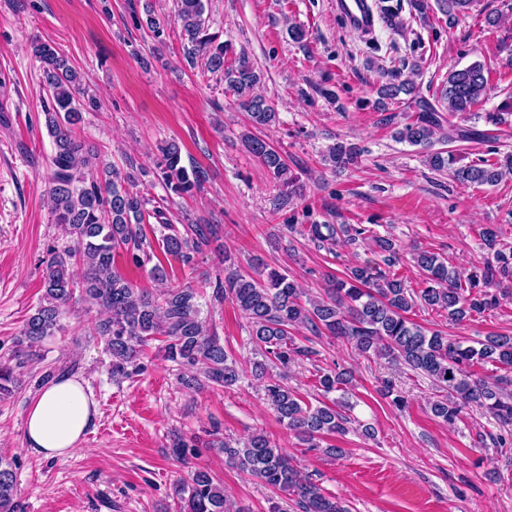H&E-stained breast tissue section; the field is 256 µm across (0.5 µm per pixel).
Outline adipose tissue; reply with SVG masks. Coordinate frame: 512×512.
I'll return each instance as SVG.
<instances>
[{
  "label": "adipose tissue",
  "mask_w": 512,
  "mask_h": 512,
  "mask_svg": "<svg viewBox=\"0 0 512 512\" xmlns=\"http://www.w3.org/2000/svg\"><path fill=\"white\" fill-rule=\"evenodd\" d=\"M98 415L95 401L81 381L64 375L44 386L24 418L27 451L46 460L70 457L81 445Z\"/></svg>",
  "instance_id": "ef3b65f1"
}]
</instances>
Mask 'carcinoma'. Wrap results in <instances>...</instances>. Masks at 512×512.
<instances>
[{
    "label": "carcinoma",
    "mask_w": 512,
    "mask_h": 512,
    "mask_svg": "<svg viewBox=\"0 0 512 512\" xmlns=\"http://www.w3.org/2000/svg\"><path fill=\"white\" fill-rule=\"evenodd\" d=\"M174 23L180 28L185 55L191 64L201 60V70L219 77L233 92L247 113L249 125L264 129L278 119V113L266 99L253 94L260 80L254 63L241 52L228 57L230 46L209 33L203 0H173ZM146 26L153 37L165 33L169 20L155 16L145 2ZM39 63L48 97L44 105V123L53 139L50 157L52 213L75 242L69 250L52 249L42 272L44 293L39 306L27 319L17 339L13 361H0V400L10 397L20 386L16 370L39 356L44 340L60 329L63 307L80 290L82 299L100 308L105 317L97 322L98 335L106 339L112 356V375L127 373L137 348L156 336L166 337L165 358L179 366L196 369L182 378L184 385L195 386L197 375L218 386L231 387L240 379L236 359L224 349L218 336L211 333L200 317L198 292L194 288H173L157 295L134 287L115 265L117 250L127 252L128 261L144 267L153 260L154 247L142 225L155 218L166 233L159 246L164 253L190 266L196 254L218 237L217 224H192L185 231L166 221L164 204L146 209V192L135 189V177L125 176L111 167L96 178L89 171L98 160L97 149L88 144L76 129L82 114L97 107L93 97H85L81 73L50 42L35 39L29 45ZM490 91L489 78L480 63H472L448 72L440 99L448 115H469ZM416 95L408 82H396L395 76L378 88L379 104L395 100L400 94ZM512 97L495 112L483 113L485 122L495 128L509 124ZM459 134L453 124L445 125L431 106H423L415 117L396 132V139L427 152V162L436 171L452 170L462 185H495L512 172V155L502 163L482 159L475 165L451 169L456 156L450 151L432 150L438 142H449ZM242 143L272 175L278 187V200L287 202L297 196L296 178L290 174L283 155L263 138L247 132ZM157 163L166 187L174 193L189 194L201 187L205 174L181 165L179 147L169 143L161 148ZM360 150L338 141L325 161L334 168L354 164ZM362 224H303L300 233L318 246L333 252L339 239L349 244L372 239L382 255L379 262H364L347 268L344 277L328 280L324 296L303 298V293L288 274L267 267L253 276L231 271L215 285L216 297L229 296L247 316L253 342L264 350L265 360L254 363L255 377L267 380V400L288 430L310 448L315 440L346 432L350 418L342 413L349 405L351 376L343 371L317 370V383L329 394L342 396L321 406H312L301 395L275 377L273 370L283 369L314 354L291 336L295 326H304L314 336H332L353 345L363 356H388L409 370L428 377L439 395L430 402L432 413L452 425L469 408L478 407L502 426L512 425V337L489 336L480 348L466 346L440 332H426L412 322L408 314L417 306L440 309L448 320L461 322L499 305L501 290L512 282V249L498 243L494 227L482 231V246L492 258L483 267L460 276L448 267V261L436 253L419 251L412 261L426 272V287L417 291L398 278L394 267L402 260L394 240L369 235ZM82 269L76 279L74 267ZM499 365L502 373L493 377L479 375L474 367L485 360ZM218 450L228 463L258 478L265 485L294 496L301 512H349L336 498L322 493L293 465L288 453L264 434L251 435L243 443L218 442ZM177 495L184 505L180 512H230L231 504L224 485L205 468H197ZM0 512H22L13 462L0 457Z\"/></svg>",
    "instance_id": "obj_1"
}]
</instances>
